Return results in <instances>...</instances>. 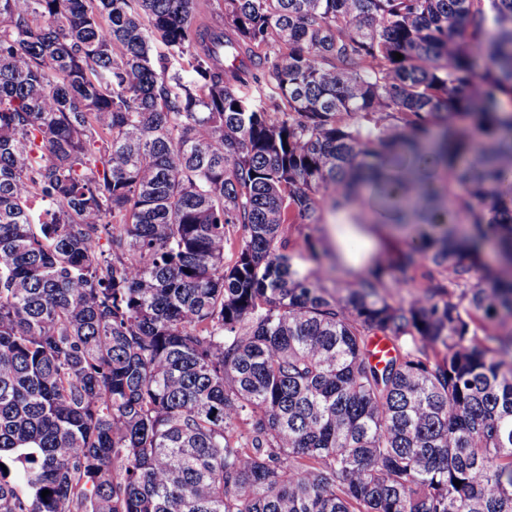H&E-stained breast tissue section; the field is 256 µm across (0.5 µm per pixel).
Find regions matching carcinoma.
Here are the masks:
<instances>
[{
	"label": "carcinoma",
	"instance_id": "1",
	"mask_svg": "<svg viewBox=\"0 0 512 512\" xmlns=\"http://www.w3.org/2000/svg\"><path fill=\"white\" fill-rule=\"evenodd\" d=\"M506 265L512 0H0V512H512ZM340 221V217L332 215L329 212H324V222L326 224H318L317 228L310 224H296L292 229L293 238L297 239V243L302 245V240L307 235H312L320 240V248L327 249L334 252L330 246L336 249L341 259L345 264L353 267L355 272L367 264L372 258L376 259L380 251L379 242L389 235L392 224H344L345 228L342 233L336 231V238L333 243L330 228ZM353 238L360 242L361 250L353 254L345 244V239ZM335 253V252H334Z\"/></svg>",
	"mask_w": 512,
	"mask_h": 512
}]
</instances>
